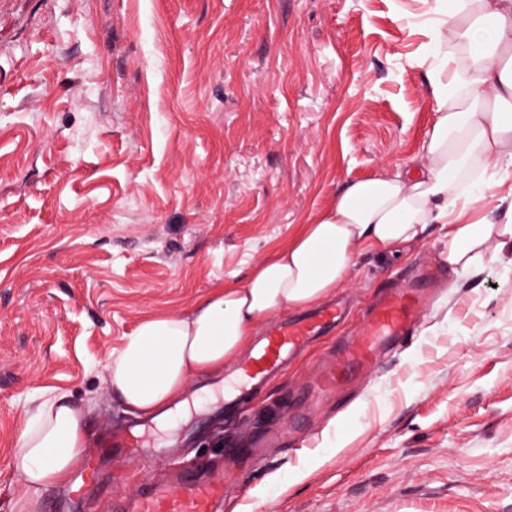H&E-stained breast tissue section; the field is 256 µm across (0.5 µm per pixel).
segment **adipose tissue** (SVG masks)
Listing matches in <instances>:
<instances>
[{
    "label": "adipose tissue",
    "instance_id": "1",
    "mask_svg": "<svg viewBox=\"0 0 512 512\" xmlns=\"http://www.w3.org/2000/svg\"><path fill=\"white\" fill-rule=\"evenodd\" d=\"M435 52L426 73L433 121L412 167L349 181L275 255L237 285L218 287L178 314L145 317L107 362L105 384L127 413L163 423L186 405L194 380L222 374L249 351L273 315L311 308L349 278L355 252L391 253L427 225H451L447 261L460 275L489 244L512 241L511 224L475 222L474 203L512 184V0H424ZM88 412L62 395L27 411L12 465L22 491L13 512H41L42 496L68 486L91 443Z\"/></svg>",
    "mask_w": 512,
    "mask_h": 512
}]
</instances>
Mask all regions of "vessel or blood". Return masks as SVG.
Segmentation results:
<instances>
[{
    "mask_svg": "<svg viewBox=\"0 0 512 512\" xmlns=\"http://www.w3.org/2000/svg\"><path fill=\"white\" fill-rule=\"evenodd\" d=\"M422 306L419 286L408 284L386 294L369 313L359 336L343 349L335 364L323 371L320 386L337 387L355 375L379 368L384 347L400 346L413 339ZM342 314V305L333 302L307 316L278 323L251 362L239 368L233 382L225 384V398H235L247 388L268 381L283 368L289 355L330 330ZM223 498V474L201 481L187 473L173 482L152 484L128 502L127 512H214Z\"/></svg>",
    "mask_w": 512,
    "mask_h": 512,
    "instance_id": "obj_1",
    "label": "vessel or blood"
}]
</instances>
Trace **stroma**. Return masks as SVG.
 I'll return each mask as SVG.
<instances>
[{"mask_svg": "<svg viewBox=\"0 0 512 512\" xmlns=\"http://www.w3.org/2000/svg\"><path fill=\"white\" fill-rule=\"evenodd\" d=\"M422 0H0V512L41 393L93 405L94 473L42 512H122L164 466L224 468L218 512H512V244L475 274L429 225L398 254L358 249L360 314L440 261L414 343L346 392L309 386L319 337L226 421L146 424L147 464L114 451L132 417L105 364L138 323L177 313L286 245L344 184L408 166L432 114Z\"/></svg>", "mask_w": 512, "mask_h": 512, "instance_id": "1", "label": "stroma"}]
</instances>
